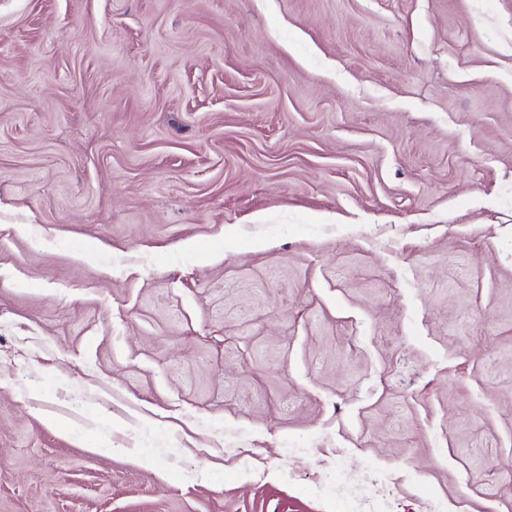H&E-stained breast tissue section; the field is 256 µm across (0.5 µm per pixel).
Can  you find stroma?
Wrapping results in <instances>:
<instances>
[{
    "instance_id": "1",
    "label": "stroma",
    "mask_w": 512,
    "mask_h": 512,
    "mask_svg": "<svg viewBox=\"0 0 512 512\" xmlns=\"http://www.w3.org/2000/svg\"><path fill=\"white\" fill-rule=\"evenodd\" d=\"M512 512V0H0V512Z\"/></svg>"
}]
</instances>
